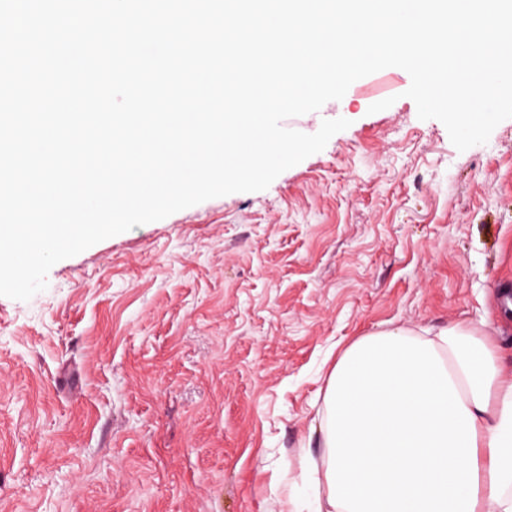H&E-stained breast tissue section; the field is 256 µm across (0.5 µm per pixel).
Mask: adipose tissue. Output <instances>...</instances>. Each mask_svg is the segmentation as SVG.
Masks as SVG:
<instances>
[{"label": "adipose tissue", "instance_id": "1", "mask_svg": "<svg viewBox=\"0 0 512 512\" xmlns=\"http://www.w3.org/2000/svg\"><path fill=\"white\" fill-rule=\"evenodd\" d=\"M323 402L326 512H512V381L488 337H360Z\"/></svg>", "mask_w": 512, "mask_h": 512}]
</instances>
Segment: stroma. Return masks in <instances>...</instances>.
Returning <instances> with one entry per match:
<instances>
[{
    "instance_id": "35a3bbf8",
    "label": "stroma",
    "mask_w": 512,
    "mask_h": 512,
    "mask_svg": "<svg viewBox=\"0 0 512 512\" xmlns=\"http://www.w3.org/2000/svg\"><path fill=\"white\" fill-rule=\"evenodd\" d=\"M379 77L285 119L350 125L267 189L0 296V512H316L328 375L387 329L467 327L512 380V118L461 152L405 70Z\"/></svg>"
}]
</instances>
